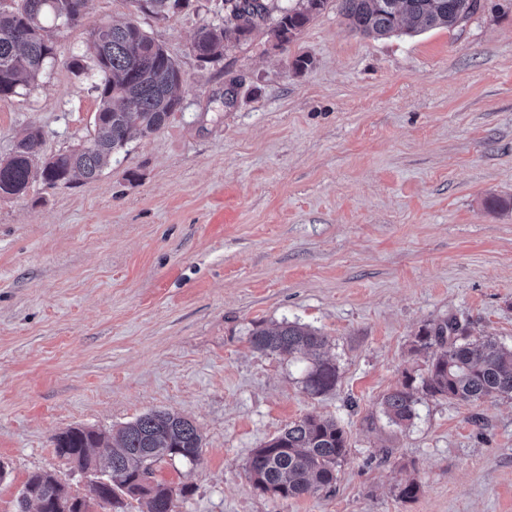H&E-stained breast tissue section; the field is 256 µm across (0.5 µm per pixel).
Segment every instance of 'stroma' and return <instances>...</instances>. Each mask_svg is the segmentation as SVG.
I'll return each mask as SVG.
<instances>
[{"label":"stroma","instance_id":"obj_1","mask_svg":"<svg viewBox=\"0 0 512 512\" xmlns=\"http://www.w3.org/2000/svg\"><path fill=\"white\" fill-rule=\"evenodd\" d=\"M54 31L33 91L0 99V158L29 124L47 158L94 134L87 24L133 21L178 64L182 107L93 181L0 197V512L30 473L90 477L60 458L71 427L115 430L159 409L200 428L176 512H512V397L421 398L390 424L379 403L424 373L419 329L453 317L512 347V0L459 26L372 38L328 0L286 47L267 26L204 63L196 30L224 0L166 19L89 0ZM303 57L308 65L295 70ZM318 329L337 380L315 395L305 360L254 350L250 331ZM331 416L349 454L336 485L255 491L252 449L289 422ZM416 479L405 499L399 486Z\"/></svg>","mask_w":512,"mask_h":512}]
</instances>
